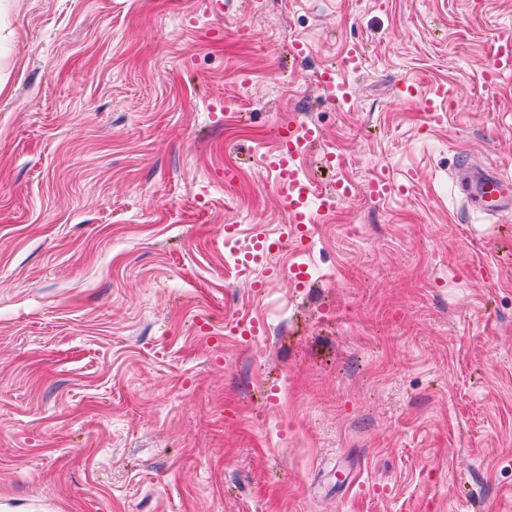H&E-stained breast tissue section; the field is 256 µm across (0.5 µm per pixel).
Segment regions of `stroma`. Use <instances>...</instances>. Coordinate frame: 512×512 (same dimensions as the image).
<instances>
[{
    "instance_id": "35a3bbf8",
    "label": "stroma",
    "mask_w": 512,
    "mask_h": 512,
    "mask_svg": "<svg viewBox=\"0 0 512 512\" xmlns=\"http://www.w3.org/2000/svg\"><path fill=\"white\" fill-rule=\"evenodd\" d=\"M5 25L0 505L512 512V221L458 190L512 173V75L483 79L512 0H10ZM434 82L430 130L397 88ZM290 121L320 191L352 183L307 243L265 166ZM382 166L404 193L369 196ZM228 224L282 247L240 270ZM421 101L427 112V118L435 124H439L443 120L444 113L440 112H453L451 100L448 98V90L442 83L432 84L421 95Z\"/></svg>"
}]
</instances>
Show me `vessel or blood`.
<instances>
[{
    "label": "vessel or blood",
    "instance_id": "obj_1",
    "mask_svg": "<svg viewBox=\"0 0 512 512\" xmlns=\"http://www.w3.org/2000/svg\"><path fill=\"white\" fill-rule=\"evenodd\" d=\"M492 68L495 74L512 72V35L502 36L496 46ZM407 95L417 94L414 86L402 88ZM420 95V94H417ZM428 119L440 123L449 102L448 90L444 84H432L420 95ZM279 149L267 165L270 168L275 186L283 207L291 221L302 235H310L314 219L308 210V199L314 191L308 179L302 178L297 164L299 155L312 147L318 140L314 129L299 132L295 124L281 125L276 129ZM459 189L467 201L477 210L501 217L512 213V176L496 169L488 168L464 177Z\"/></svg>",
    "mask_w": 512,
    "mask_h": 512
}]
</instances>
